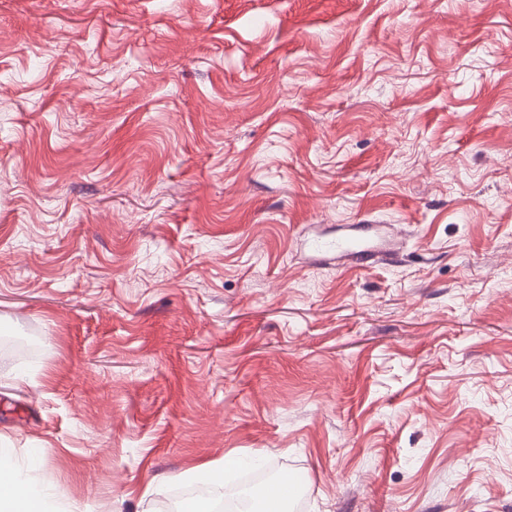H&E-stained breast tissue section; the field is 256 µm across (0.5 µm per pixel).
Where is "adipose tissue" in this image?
Masks as SVG:
<instances>
[{"label":"adipose tissue","mask_w":512,"mask_h":512,"mask_svg":"<svg viewBox=\"0 0 512 512\" xmlns=\"http://www.w3.org/2000/svg\"><path fill=\"white\" fill-rule=\"evenodd\" d=\"M0 512H56L51 497L7 448H0Z\"/></svg>","instance_id":"1"}]
</instances>
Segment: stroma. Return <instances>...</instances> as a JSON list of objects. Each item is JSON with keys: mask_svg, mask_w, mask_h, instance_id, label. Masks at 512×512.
Instances as JSON below:
<instances>
[{"mask_svg": "<svg viewBox=\"0 0 512 512\" xmlns=\"http://www.w3.org/2000/svg\"><path fill=\"white\" fill-rule=\"evenodd\" d=\"M0 336L66 512H512V0H0ZM380 245L372 243L371 241H336V242H317L316 246L319 250L324 251L327 254L336 252V262L341 260H352L356 263L361 261L374 259L378 253L383 249V246L392 245L389 248V252H393L395 243H388L386 235L381 232ZM383 245V246H382ZM238 464V460L235 457L226 456L224 458V464L212 468H204L199 470H190L188 476L192 478H198L205 480L209 483L214 492H219L224 485V467H233Z\"/></svg>", "mask_w": 512, "mask_h": 512, "instance_id": "35a3bbf8", "label": "stroma"}]
</instances>
